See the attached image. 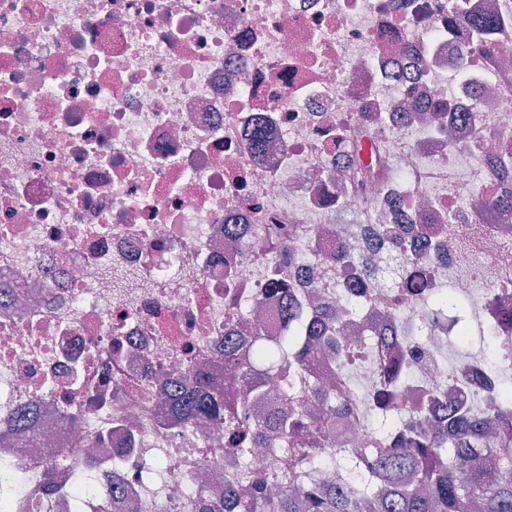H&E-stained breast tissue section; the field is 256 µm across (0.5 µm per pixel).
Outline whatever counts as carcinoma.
<instances>
[{
    "mask_svg": "<svg viewBox=\"0 0 512 512\" xmlns=\"http://www.w3.org/2000/svg\"><path fill=\"white\" fill-rule=\"evenodd\" d=\"M453 11L458 23L469 30L472 52L492 56L489 21L467 16L461 0L453 4ZM352 262L354 257L340 249L327 258L326 271ZM408 263L403 251L384 259L382 272L391 287L413 288L432 315L448 307L466 308L448 301L446 295L425 289L419 280L406 281ZM282 317L284 335L255 340L246 366L288 364L300 372L312 361L314 351L309 342L314 336L304 335L291 304H286ZM245 377L238 364L230 363L220 380L200 369L189 380L178 376L168 383L170 415L187 428L200 418L223 423L233 435L230 452L242 458L237 483L246 490L234 498V510H228L227 501L222 500L203 503L197 512H296L300 495L311 512H512V435L501 431L512 425V393L508 389H502L504 403L498 408L472 403L443 418L425 405L414 416H404L398 422L399 447L391 448L379 440L354 456L349 449L336 446L327 431V421L346 416L347 406L317 390L315 394L325 409L323 418L311 425L308 448L290 460L288 470L260 474L247 460V445L252 439L240 419L260 384L250 380L238 408L224 404V386L236 387ZM270 426L286 442L301 428L302 415L290 408L277 410L270 416ZM312 465L339 469L345 476L342 487L325 490L295 485L297 476ZM271 483L286 484L290 491L270 495L265 486Z\"/></svg>",
    "mask_w": 512,
    "mask_h": 512,
    "instance_id": "obj_1",
    "label": "carcinoma"
}]
</instances>
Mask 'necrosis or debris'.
I'll use <instances>...</instances> for the list:
<instances>
[{
	"mask_svg": "<svg viewBox=\"0 0 512 512\" xmlns=\"http://www.w3.org/2000/svg\"><path fill=\"white\" fill-rule=\"evenodd\" d=\"M492 16L496 58L449 27L452 0H0V468L8 512H140L154 465L156 512L234 495L224 427L173 426L167 380L224 371V336L284 331V279L306 323L344 318L343 358L315 351L314 379L351 413L354 449L377 437L376 362L405 368L400 401H500L512 329L486 320L475 353L449 364L445 325L359 264L324 272L361 224L458 230L406 239L411 273L512 312V0H465ZM457 112L416 119L435 102ZM264 119L261 147L250 130ZM368 132L388 164L363 190ZM293 229L288 246L268 227ZM412 336L371 345L393 312ZM421 358H412L411 348ZM91 479L78 488L73 476Z\"/></svg>",
	"mask_w": 512,
	"mask_h": 512,
	"instance_id": "obj_1",
	"label": "necrosis or debris"
}]
</instances>
